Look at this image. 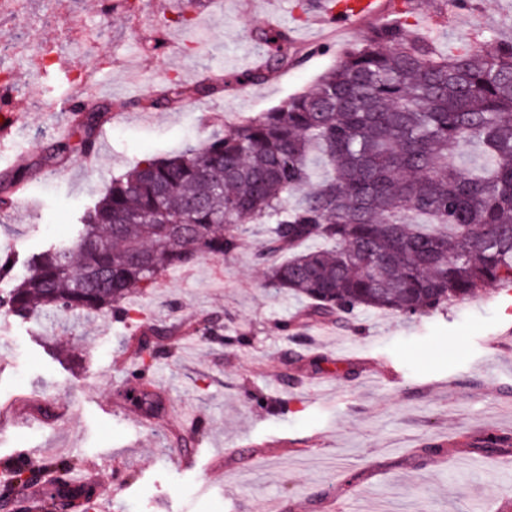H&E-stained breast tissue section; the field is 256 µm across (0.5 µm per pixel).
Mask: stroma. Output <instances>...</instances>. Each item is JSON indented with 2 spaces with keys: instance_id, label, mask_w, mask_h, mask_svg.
<instances>
[{
  "instance_id": "1",
  "label": "stroma",
  "mask_w": 512,
  "mask_h": 512,
  "mask_svg": "<svg viewBox=\"0 0 512 512\" xmlns=\"http://www.w3.org/2000/svg\"><path fill=\"white\" fill-rule=\"evenodd\" d=\"M438 49L455 52L491 32L512 39V0H418ZM137 15L110 0H67L63 10L22 0L0 12L16 37L0 71L17 76L38 53L65 52L69 72L43 66L41 81L15 85L26 124L0 148V173L23 192L0 207V257L12 259L0 295L27 271L29 256L71 235L83 212L146 156L171 155L214 130L280 105L332 66L370 21L299 16L295 0H174ZM259 27L287 31L300 61L203 99L153 111L146 100L168 79L252 67ZM81 100L106 108L94 131L96 163L51 153L72 140ZM264 224L239 226L241 244L220 258L161 275L129 295L134 319L109 314L0 316V462L28 449L30 467L81 461L100 512H498L512 503V452L489 455L475 438L512 433V290L491 286L470 301L408 318L358 311L348 322L302 323L304 299L267 286L255 259ZM175 327L171 352L142 369L132 342L150 325ZM144 390L158 409L126 399ZM443 445L434 459L421 449ZM199 456L179 466L174 450Z\"/></svg>"
}]
</instances>
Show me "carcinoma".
<instances>
[{"label": "carcinoma", "mask_w": 512, "mask_h": 512, "mask_svg": "<svg viewBox=\"0 0 512 512\" xmlns=\"http://www.w3.org/2000/svg\"><path fill=\"white\" fill-rule=\"evenodd\" d=\"M393 8L348 44L310 87L280 106L165 157H144L85 211L76 236L29 262L0 311L130 317L119 304L169 270L239 248L230 224H268L259 253L269 286L308 300V320L358 310L414 317L512 287V41L490 33L444 55L432 35ZM268 61L297 62L287 37L263 28ZM256 69L211 83L169 80L154 109L205 97L224 83H256ZM98 112L78 109V147L93 150ZM481 163L463 166L469 148ZM321 240L325 246L311 248ZM170 327L152 325L135 349L164 354ZM488 453L512 435L481 439ZM78 463L47 461L39 512H74L94 490Z\"/></svg>", "instance_id": "cac0c4a2"}]
</instances>
